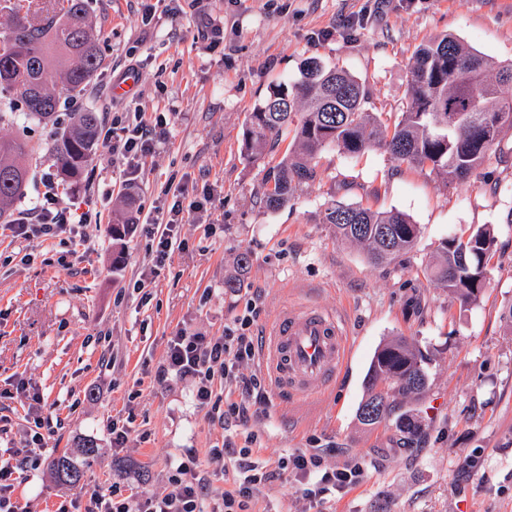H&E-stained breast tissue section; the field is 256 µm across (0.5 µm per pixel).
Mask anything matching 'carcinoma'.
I'll return each mask as SVG.
<instances>
[{"label":"carcinoma","instance_id":"1","mask_svg":"<svg viewBox=\"0 0 512 512\" xmlns=\"http://www.w3.org/2000/svg\"><path fill=\"white\" fill-rule=\"evenodd\" d=\"M9 32L0 37V94H13V111H0L1 122L57 121L59 97L47 82L54 69L71 91L81 93L104 63L99 34L88 0H55L40 18L23 0H0ZM409 104L394 127L366 108L362 85L344 70L304 64L301 80L270 88L250 113L243 140L251 158L288 146L264 176L263 203L278 210L301 186L318 176L316 156L326 147L350 155L372 147L385 149L400 163L443 176L448 183L467 180L496 151L506 128L512 129V64L498 66L465 47L451 34L437 35L416 50L408 79ZM101 117L88 107L71 113L54 133L52 152L66 184L81 180L99 146ZM35 148L23 137H0V220L29 181L28 158ZM323 223L336 239L362 247L374 264L413 250L420 230L400 211H374L342 199L327 203ZM494 229L483 226L468 238L440 242L431 277L461 304L476 302L485 287ZM427 357L404 338L381 343L365 376V398L358 409L365 425L396 417L413 435L418 425L407 413L396 414L393 398L415 397L428 386ZM80 458L64 453L53 461L57 480L74 486L83 477L82 462L96 455L91 439L79 444Z\"/></svg>","mask_w":512,"mask_h":512}]
</instances>
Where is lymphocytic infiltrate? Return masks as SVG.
Here are the masks:
<instances>
[{"instance_id":"obj_1","label":"lymphocytic infiltrate","mask_w":512,"mask_h":512,"mask_svg":"<svg viewBox=\"0 0 512 512\" xmlns=\"http://www.w3.org/2000/svg\"><path fill=\"white\" fill-rule=\"evenodd\" d=\"M153 139L145 122L133 118L126 125L113 126L106 146L112 159L123 161L126 174H134L140 159L152 147ZM45 191L29 212L13 224L15 236L28 238L32 234L56 237L70 231L73 223H90V214L72 217L68 210L59 208L58 195L52 181H45ZM257 315L256 306H247L233 326L225 328L221 337L205 340L204 337L179 332L172 336L166 352V372L191 379L195 387L194 398L200 408L212 402V384L215 376H223L225 385L240 388L242 398L228 400L220 413L221 421L247 423V399L264 397L271 386L268 375L243 376V364L258 363L262 343L253 336L251 326ZM30 432V447L18 463L0 465V512H24L14 501L15 473L17 470L36 467L38 448L44 447L45 436L41 419H34ZM249 442L254 434H247ZM238 447L233 438H225L223 447L209 449L206 459H199L194 450L185 451L181 460L172 467L170 492L147 496L112 494L111 497L92 496L89 502L81 498L70 501L72 512H251V506L262 485L274 478L276 471L291 472L303 484L306 497L324 502L326 496L343 491L360 482L359 466L345 465L329 468L324 464L322 452H301L280 458L276 470L250 458V450ZM232 462L235 477L231 489L225 490L221 502L212 509H205L209 495V482L205 463Z\"/></svg>"}]
</instances>
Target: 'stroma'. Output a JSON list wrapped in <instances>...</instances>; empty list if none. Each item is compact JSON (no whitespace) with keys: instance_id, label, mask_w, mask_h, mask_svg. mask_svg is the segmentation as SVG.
<instances>
[{"instance_id":"35a3bbf8","label":"stroma","mask_w":512,"mask_h":512,"mask_svg":"<svg viewBox=\"0 0 512 512\" xmlns=\"http://www.w3.org/2000/svg\"><path fill=\"white\" fill-rule=\"evenodd\" d=\"M104 65L82 94L57 72L48 81L62 112L94 107L103 127L139 111L153 148L135 183L139 222L112 259V224L127 185L98 148L59 205L92 212L72 239L18 238L0 225V462L27 444L33 395L42 399L46 446L23 470L14 497L29 512H58L77 494L168 490L186 449L206 455L233 435L255 432L253 460L319 450L330 467L359 465V484L337 493L332 512H512V159L489 156L467 181L449 185L372 148L316 157L318 177L288 206L262 202L264 161L243 151L246 119L270 87L295 83L305 59L348 71L370 111L394 123L408 102L409 68L423 41L444 33L502 65L512 63V0H89ZM53 127L0 125L34 145L33 179L15 203L19 219L56 173ZM204 208L186 214L179 244L150 253L147 216L173 203L167 185ZM397 210L420 228L415 249L386 266L336 241L323 222L332 196ZM495 229L494 254L476 303L464 305L425 269L439 243ZM250 264L239 288L224 281L240 253ZM254 302L263 336L284 307L339 312L351 337L336 383L303 400L269 391L247 426H223L200 409L191 380L162 377L171 336L223 335ZM403 336L429 357V386L405 407L421 425L409 438L394 423L365 427L356 413L375 348ZM128 424L123 448L113 422ZM92 438L98 453L79 485L59 484L53 460ZM255 512H317L291 473L267 482Z\"/></svg>"}]
</instances>
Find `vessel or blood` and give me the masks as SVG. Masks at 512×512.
<instances>
[{"instance_id":"b4317fda","label":"vessel or blood","mask_w":512,"mask_h":512,"mask_svg":"<svg viewBox=\"0 0 512 512\" xmlns=\"http://www.w3.org/2000/svg\"><path fill=\"white\" fill-rule=\"evenodd\" d=\"M348 353L343 322L314 306L285 309L268 329L264 344L274 388L302 398L321 394L333 385Z\"/></svg>"}]
</instances>
